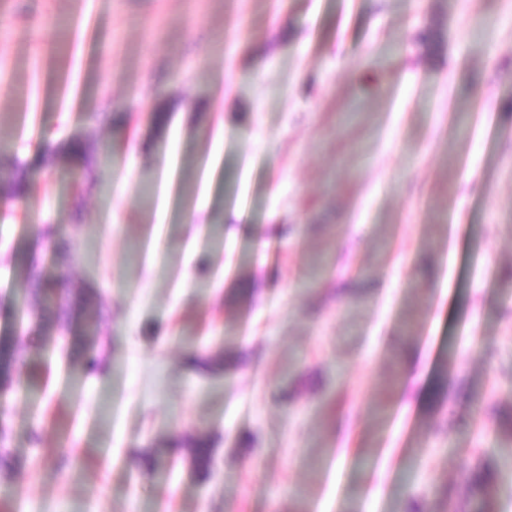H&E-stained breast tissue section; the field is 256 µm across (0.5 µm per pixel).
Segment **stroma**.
Masks as SVG:
<instances>
[{
  "mask_svg": "<svg viewBox=\"0 0 512 512\" xmlns=\"http://www.w3.org/2000/svg\"><path fill=\"white\" fill-rule=\"evenodd\" d=\"M76 137L110 150L98 189L73 177ZM17 161L0 336L27 367L0 505L512 512V0H9L0 164ZM33 264L101 299L80 339L51 305L18 330ZM411 346L422 380L459 389L447 406H403ZM209 347L222 372L187 366ZM190 434L208 476L171 448ZM479 459L487 495L467 488ZM212 448L209 446V441L203 436H187L185 441L184 453L195 470L207 474L210 472L212 464ZM470 476L468 485L472 489L488 492L496 484L498 480V471L488 465H485L482 460L476 461L470 467Z\"/></svg>",
  "mask_w": 512,
  "mask_h": 512,
  "instance_id": "1",
  "label": "stroma"
}]
</instances>
